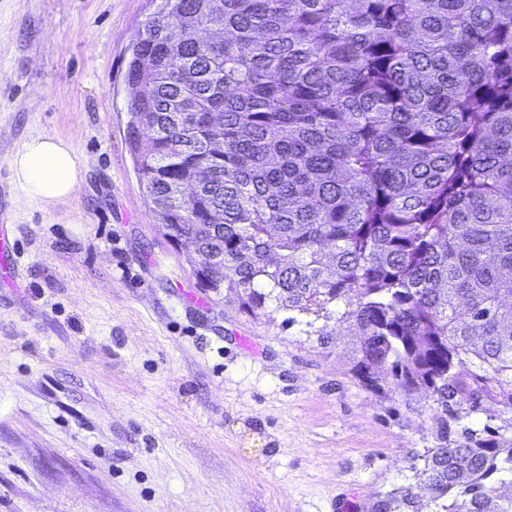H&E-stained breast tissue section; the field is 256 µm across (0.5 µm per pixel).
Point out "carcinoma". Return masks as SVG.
Here are the masks:
<instances>
[{
    "instance_id": "cac0c4a2",
    "label": "carcinoma",
    "mask_w": 512,
    "mask_h": 512,
    "mask_svg": "<svg viewBox=\"0 0 512 512\" xmlns=\"http://www.w3.org/2000/svg\"><path fill=\"white\" fill-rule=\"evenodd\" d=\"M168 4L126 84L169 235L244 310L334 317L370 386L432 396L437 444L369 512H512V437L451 438L512 414V0ZM511 417V414H502L498 417H493L492 420H489V418L486 417V414H472L468 418H463L460 421L458 427L454 425L452 429H458V431L461 432L462 427H469L472 430H477V432H480V430H482L485 425L498 428L502 427L499 429H504V426L510 424Z\"/></svg>"
}]
</instances>
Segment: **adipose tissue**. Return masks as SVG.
<instances>
[{
    "instance_id": "adipose-tissue-1",
    "label": "adipose tissue",
    "mask_w": 512,
    "mask_h": 512,
    "mask_svg": "<svg viewBox=\"0 0 512 512\" xmlns=\"http://www.w3.org/2000/svg\"><path fill=\"white\" fill-rule=\"evenodd\" d=\"M9 165L24 197L47 205L74 195L82 181L71 145L51 136L25 141Z\"/></svg>"
}]
</instances>
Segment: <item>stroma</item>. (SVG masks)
I'll list each match as a JSON object with an SVG mask.
<instances>
[{
  "label": "stroma",
  "mask_w": 512,
  "mask_h": 512,
  "mask_svg": "<svg viewBox=\"0 0 512 512\" xmlns=\"http://www.w3.org/2000/svg\"><path fill=\"white\" fill-rule=\"evenodd\" d=\"M154 0H0V512H368L436 445L431 397L354 373L285 312L198 288L126 139L128 48ZM71 198L25 200L29 138ZM24 197L53 204L74 195L82 170L70 144L51 136L25 141L9 162Z\"/></svg>",
  "instance_id": "1"
}]
</instances>
